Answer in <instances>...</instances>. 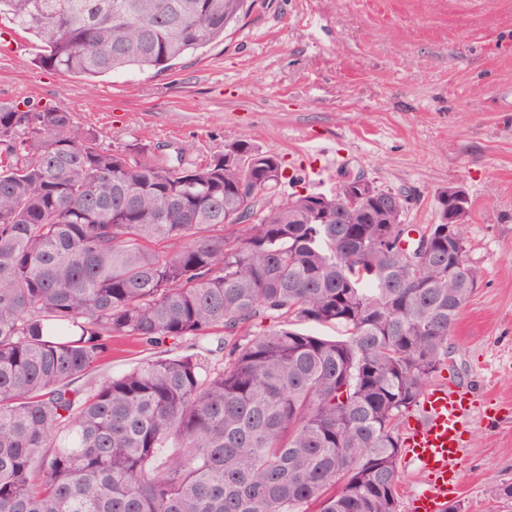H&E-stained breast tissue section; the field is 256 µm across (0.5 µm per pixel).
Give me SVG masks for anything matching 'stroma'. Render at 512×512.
<instances>
[{
    "label": "stroma",
    "mask_w": 512,
    "mask_h": 512,
    "mask_svg": "<svg viewBox=\"0 0 512 512\" xmlns=\"http://www.w3.org/2000/svg\"><path fill=\"white\" fill-rule=\"evenodd\" d=\"M21 36L0 58V101L75 113L101 146L184 150L193 166L241 139L277 155L294 192L348 176L406 197L403 223H439L434 197L470 200L467 256L480 272L433 379L472 392L462 512H512V0H252L223 39L167 71L94 80L38 67ZM216 365L224 339L151 346L116 338L83 379L93 386L149 360Z\"/></svg>",
    "instance_id": "1"
}]
</instances>
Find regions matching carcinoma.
I'll list each match as a JSON object with an SVG mask.
<instances>
[{
    "mask_svg": "<svg viewBox=\"0 0 512 512\" xmlns=\"http://www.w3.org/2000/svg\"><path fill=\"white\" fill-rule=\"evenodd\" d=\"M245 0H0L38 63L164 71ZM0 512H398L405 415L477 287L438 224L406 281L404 224L350 200L268 205L281 159L101 147L71 112L0 101ZM280 325L247 337L265 319ZM334 326L327 339L295 325ZM224 333V364L149 361L84 390L112 346Z\"/></svg>",
    "mask_w": 512,
    "mask_h": 512,
    "instance_id": "obj_1",
    "label": "carcinoma"
}]
</instances>
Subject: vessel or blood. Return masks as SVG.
Returning <instances> with one entry per match:
<instances>
[{"mask_svg": "<svg viewBox=\"0 0 512 512\" xmlns=\"http://www.w3.org/2000/svg\"><path fill=\"white\" fill-rule=\"evenodd\" d=\"M473 397L445 386L428 390L421 401V420L411 425L405 454L427 475V487L413 501L414 512H440L448 496L457 494L463 435L468 427Z\"/></svg>", "mask_w": 512, "mask_h": 512, "instance_id": "obj_1", "label": "vessel or blood"}]
</instances>
